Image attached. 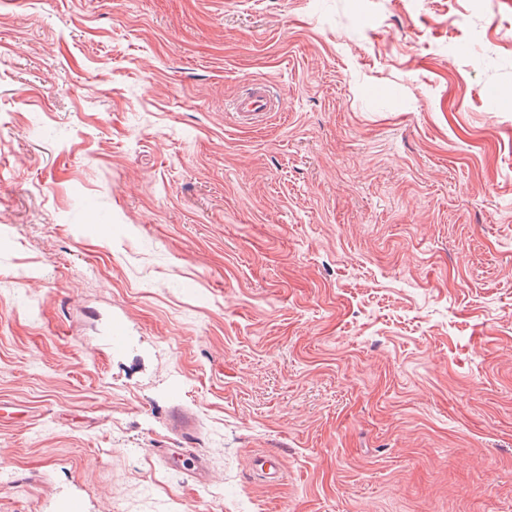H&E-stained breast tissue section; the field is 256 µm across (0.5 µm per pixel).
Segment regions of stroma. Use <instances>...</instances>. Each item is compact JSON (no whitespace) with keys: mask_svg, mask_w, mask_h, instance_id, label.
<instances>
[{"mask_svg":"<svg viewBox=\"0 0 512 512\" xmlns=\"http://www.w3.org/2000/svg\"><path fill=\"white\" fill-rule=\"evenodd\" d=\"M509 87L506 0H0V512H512ZM228 114L243 128H252L275 110L274 97L263 81L249 82L230 103Z\"/></svg>","mask_w":512,"mask_h":512,"instance_id":"stroma-1","label":"stroma"}]
</instances>
